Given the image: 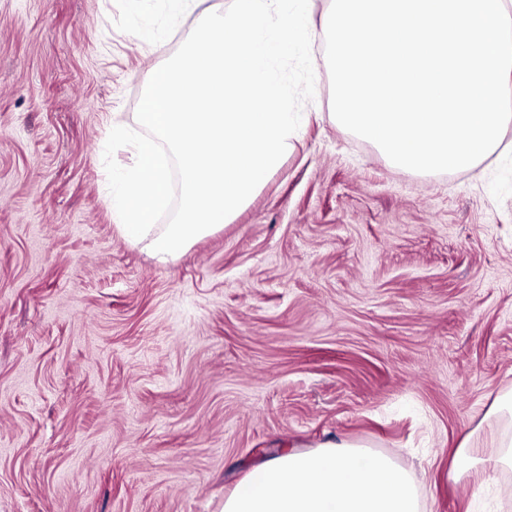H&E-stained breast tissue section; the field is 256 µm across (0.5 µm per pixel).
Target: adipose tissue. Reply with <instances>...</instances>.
<instances>
[{
    "label": "adipose tissue",
    "mask_w": 512,
    "mask_h": 512,
    "mask_svg": "<svg viewBox=\"0 0 512 512\" xmlns=\"http://www.w3.org/2000/svg\"><path fill=\"white\" fill-rule=\"evenodd\" d=\"M492 457L470 441L456 448L454 477H488L512 466V433L492 434ZM411 472L391 458L339 440L310 451L288 450L255 466L225 497L221 512H421Z\"/></svg>",
    "instance_id": "1"
}]
</instances>
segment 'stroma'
I'll return each instance as SVG.
<instances>
[{"mask_svg":"<svg viewBox=\"0 0 512 512\" xmlns=\"http://www.w3.org/2000/svg\"><path fill=\"white\" fill-rule=\"evenodd\" d=\"M0 0V512H221L277 450L346 439L424 512H512V466L448 477L512 394V128L470 170H402L332 114L329 0L292 152L162 266L107 201L104 146L208 13ZM150 31L163 32L159 42Z\"/></svg>","mask_w":512,"mask_h":512,"instance_id":"35a3bbf8","label":"stroma"}]
</instances>
